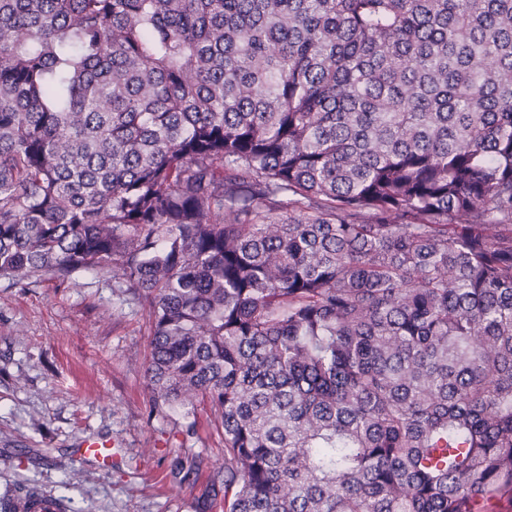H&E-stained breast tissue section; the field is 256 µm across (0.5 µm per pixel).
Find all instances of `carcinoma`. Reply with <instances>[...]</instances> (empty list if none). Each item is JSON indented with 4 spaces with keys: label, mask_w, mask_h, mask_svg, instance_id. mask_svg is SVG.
<instances>
[{
    "label": "carcinoma",
    "mask_w": 512,
    "mask_h": 512,
    "mask_svg": "<svg viewBox=\"0 0 512 512\" xmlns=\"http://www.w3.org/2000/svg\"><path fill=\"white\" fill-rule=\"evenodd\" d=\"M144 297L225 512L512 493V0H0V278Z\"/></svg>",
    "instance_id": "carcinoma-1"
}]
</instances>
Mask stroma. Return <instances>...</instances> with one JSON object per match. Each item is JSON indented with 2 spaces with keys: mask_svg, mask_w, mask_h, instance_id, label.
<instances>
[{
  "mask_svg": "<svg viewBox=\"0 0 512 512\" xmlns=\"http://www.w3.org/2000/svg\"><path fill=\"white\" fill-rule=\"evenodd\" d=\"M148 306L110 273L0 280V500L27 487L67 512H224V445L209 401L159 408L144 377ZM111 439L112 464L81 459V438ZM199 458L190 480L178 462Z\"/></svg>",
  "mask_w": 512,
  "mask_h": 512,
  "instance_id": "35a3bbf8",
  "label": "stroma"
}]
</instances>
